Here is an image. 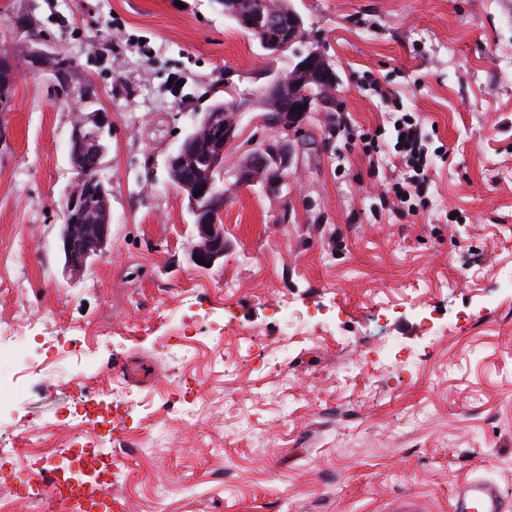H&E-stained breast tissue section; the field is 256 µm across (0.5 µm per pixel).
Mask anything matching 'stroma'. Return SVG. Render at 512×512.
Masks as SVG:
<instances>
[{"instance_id": "stroma-1", "label": "stroma", "mask_w": 512, "mask_h": 512, "mask_svg": "<svg viewBox=\"0 0 512 512\" xmlns=\"http://www.w3.org/2000/svg\"><path fill=\"white\" fill-rule=\"evenodd\" d=\"M293 5L336 72L337 111L392 127L381 87L421 124L438 153L426 205L381 211L382 175L403 174L392 140L374 172L315 116L292 140L287 193L227 194L224 257L205 270L188 261L196 231L166 159L198 113L282 62L216 0H0V53L27 44L15 19L33 15L99 92L61 95L45 60L0 112V326L25 333L0 406V493L17 510L46 490L31 434L59 461L111 437L78 419L87 400L118 408L121 435L153 438L163 420L178 437L113 467L112 512H387L406 492L449 512L473 475L512 498V0ZM79 109L112 115L99 170L112 239L73 273L58 205ZM280 307L306 328L286 334ZM179 333L196 338L191 362L168 353ZM57 336L68 376L46 366ZM192 406L202 415L182 425ZM221 466L235 478L210 482Z\"/></svg>"}]
</instances>
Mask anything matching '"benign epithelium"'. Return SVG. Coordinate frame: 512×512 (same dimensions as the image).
Returning <instances> with one entry per match:
<instances>
[{"instance_id":"1","label":"benign epithelium","mask_w":512,"mask_h":512,"mask_svg":"<svg viewBox=\"0 0 512 512\" xmlns=\"http://www.w3.org/2000/svg\"><path fill=\"white\" fill-rule=\"evenodd\" d=\"M238 28L253 34L268 58L281 59L298 73H313L319 82L316 91L297 88L286 93L288 79L283 73L268 72L260 91L262 113L258 122L299 133L309 115L336 106V73L325 54L315 48H297L304 21L293 5L275 11L257 8L247 14H230ZM253 109L247 100H232V105H216L200 113L192 131L185 136L167 159L170 185L187 199L196 230V241L188 260L191 265L210 268L224 258V204L216 199L224 196V185L215 179L200 181L195 177L197 139L207 134L216 150L207 158L211 170L224 173L226 153L240 139V122ZM112 117L106 112L74 113L68 141V155L74 179L61 202L63 224L61 247L65 265L73 272L83 271L102 254L111 240L112 190L99 178L98 170L106 152V136L110 134ZM293 147L287 143L259 142L248 158L231 171L233 186H260L269 195H279L288 185V168L292 165ZM199 196H194V193ZM100 202L97 221L84 223L89 199ZM204 263L199 264L197 260Z\"/></svg>"}]
</instances>
